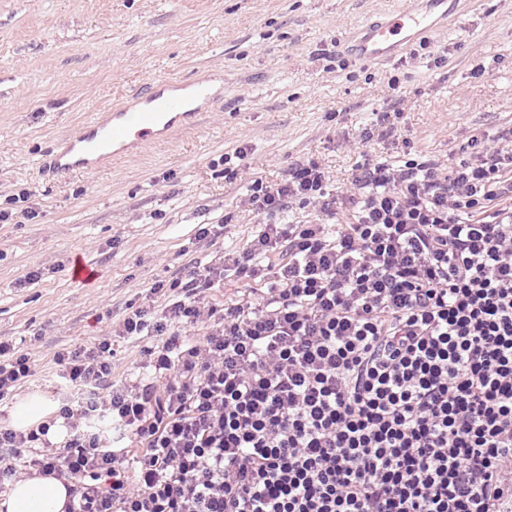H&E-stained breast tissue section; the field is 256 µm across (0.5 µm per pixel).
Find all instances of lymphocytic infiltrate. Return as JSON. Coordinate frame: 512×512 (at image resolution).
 Segmentation results:
<instances>
[{"label": "lymphocytic infiltrate", "instance_id": "f902f5d3", "mask_svg": "<svg viewBox=\"0 0 512 512\" xmlns=\"http://www.w3.org/2000/svg\"><path fill=\"white\" fill-rule=\"evenodd\" d=\"M328 182L313 163L250 178L256 237L160 318H123L161 339L147 382L113 386L108 336L58 354L79 389L64 448L0 427V484L64 476L67 512H512V151L366 168L344 224ZM294 207L318 217L274 223ZM263 271L268 290L203 295ZM31 373L0 342V401Z\"/></svg>", "mask_w": 512, "mask_h": 512}]
</instances>
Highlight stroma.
Returning <instances> with one entry per match:
<instances>
[{
    "instance_id": "35a3bbf8",
    "label": "stroma",
    "mask_w": 512,
    "mask_h": 512,
    "mask_svg": "<svg viewBox=\"0 0 512 512\" xmlns=\"http://www.w3.org/2000/svg\"><path fill=\"white\" fill-rule=\"evenodd\" d=\"M403 0H0V341L28 352L20 393L60 403L57 353L92 345L128 307L162 312L195 261L260 226L224 156L277 184L313 162L337 222L363 167L413 156L447 172L472 140L512 134V0H459L390 61L349 52ZM212 77L222 102L196 128L100 169L39 162L94 113L161 79ZM26 194L19 202L18 194ZM213 229L197 239L200 225ZM81 257L98 276L72 279ZM39 272L28 281L29 272ZM155 336L115 341L111 380H148Z\"/></svg>"
}]
</instances>
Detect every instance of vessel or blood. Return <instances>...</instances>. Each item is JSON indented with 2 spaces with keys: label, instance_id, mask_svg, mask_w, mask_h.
I'll return each mask as SVG.
<instances>
[{
  "label": "vessel or blood",
  "instance_id": "obj_1",
  "mask_svg": "<svg viewBox=\"0 0 512 512\" xmlns=\"http://www.w3.org/2000/svg\"><path fill=\"white\" fill-rule=\"evenodd\" d=\"M447 15L448 0H429L424 9L401 7L384 22L366 27L350 51L364 62L390 59L404 43L431 31ZM222 98L221 87L209 79L159 81L96 113L64 145L52 150L44 165L60 174L107 166L113 158L195 127L201 113Z\"/></svg>",
  "mask_w": 512,
  "mask_h": 512
}]
</instances>
